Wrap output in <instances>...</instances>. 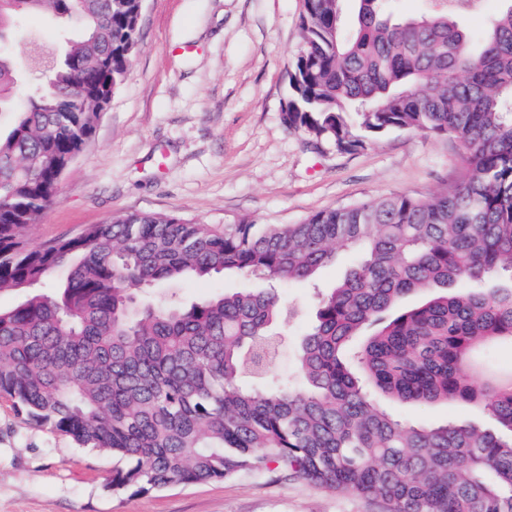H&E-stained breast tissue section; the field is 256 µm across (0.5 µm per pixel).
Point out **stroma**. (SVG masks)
<instances>
[{
	"mask_svg": "<svg viewBox=\"0 0 512 512\" xmlns=\"http://www.w3.org/2000/svg\"><path fill=\"white\" fill-rule=\"evenodd\" d=\"M301 14L302 0H144L127 79L24 240L71 238L139 212L203 224H297L368 198L429 195L455 180L462 161L445 137L390 130L346 153L288 127ZM353 262V254H338L315 285L279 287L280 379L296 376L314 288L335 287ZM113 467L111 455L76 447L0 398V512H383L377 500L299 478L240 476L117 494Z\"/></svg>",
	"mask_w": 512,
	"mask_h": 512,
	"instance_id": "obj_1",
	"label": "stroma"
}]
</instances>
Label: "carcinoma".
I'll return each instance as SVG.
<instances>
[{
  "label": "carcinoma",
  "mask_w": 512,
  "mask_h": 512,
  "mask_svg": "<svg viewBox=\"0 0 512 512\" xmlns=\"http://www.w3.org/2000/svg\"><path fill=\"white\" fill-rule=\"evenodd\" d=\"M303 0L286 120L341 152L391 129L445 136L458 177L298 224H200L129 213L28 246L138 47L139 0H0V398L17 415L117 459L112 489L243 474L296 476L376 499L386 512H512V0L481 35L464 10L393 19L390 0ZM77 26L61 56L15 50L27 16ZM29 61V69L21 61ZM356 255L298 346L299 383L270 363L276 289L190 305L137 291L236 274L310 281ZM456 283L468 287L434 294ZM409 297L418 301L403 307ZM469 403L489 420L410 422L379 398Z\"/></svg>",
  "instance_id": "carcinoma-1"
}]
</instances>
